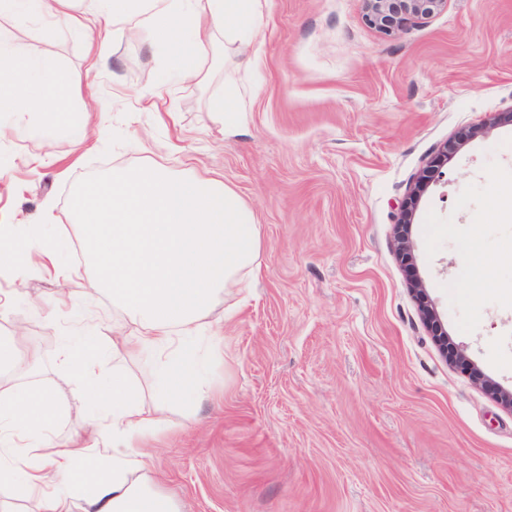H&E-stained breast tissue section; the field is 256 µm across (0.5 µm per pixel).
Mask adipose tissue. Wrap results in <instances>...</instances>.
<instances>
[{"label":"adipose tissue","mask_w":512,"mask_h":512,"mask_svg":"<svg viewBox=\"0 0 512 512\" xmlns=\"http://www.w3.org/2000/svg\"><path fill=\"white\" fill-rule=\"evenodd\" d=\"M0 0V18L22 25L38 17L83 32L96 24L103 36L114 26L146 48L168 52L171 69L184 80L207 84L205 51L216 34L242 41L260 0ZM72 90L50 48L32 51L0 29V140L18 133L44 143L60 136L76 145L99 140L102 126L90 124L71 105ZM27 112L43 116L39 127L22 125ZM78 217L75 242L92 276L83 294L107 296L125 315L112 337L93 333L99 317L86 310L78 345L60 353L52 386H18L7 375L27 370L34 356L21 351L16 331L0 333V488L16 500L40 499L44 512H182L153 479L130 480L153 454L150 434L161 419L146 413L139 391L121 368L104 377L106 357L134 353L155 357L157 394L183 402L204 392L203 320L228 287L255 271L261 226L223 181L177 174L158 165L113 170L87 181L73 199ZM0 225V317L8 314L27 279L35 274L67 282L75 273L60 260L61 245L45 237L32 247L36 225ZM76 392L86 423L79 439L51 440L47 432L62 407L63 389Z\"/></svg>","instance_id":"1"}]
</instances>
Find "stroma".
Here are the masks:
<instances>
[{"label":"stroma","mask_w":512,"mask_h":512,"mask_svg":"<svg viewBox=\"0 0 512 512\" xmlns=\"http://www.w3.org/2000/svg\"><path fill=\"white\" fill-rule=\"evenodd\" d=\"M18 40L51 42L74 106L106 129L75 149L60 137L0 143V225L53 207L72 235L71 200L88 179L160 164L232 187L256 212L259 269L206 318L208 379L193 406L154 392L151 359L121 366L146 411L165 419L149 474L185 512H512V125L473 136L512 109V0H448L392 32L365 0H261L252 65L216 36L213 85L240 93L244 123L224 132L213 85L161 84L165 50L120 38L87 71L96 26L32 21ZM160 89V120L139 94ZM456 140L446 184L409 228L416 268L450 339L483 372L471 380L427 332L396 251L398 202ZM488 272L479 296L469 285ZM58 285L28 279L0 326L20 328L49 385L75 334L47 325Z\"/></svg>","instance_id":"obj_1"}]
</instances>
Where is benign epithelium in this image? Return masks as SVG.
<instances>
[{"label": "benign epithelium", "instance_id": "1", "mask_svg": "<svg viewBox=\"0 0 512 512\" xmlns=\"http://www.w3.org/2000/svg\"><path fill=\"white\" fill-rule=\"evenodd\" d=\"M370 21L377 28L389 31L400 26L409 18H429L441 10L447 0H366ZM504 123H512V109L498 112L488 119L487 123L477 127L472 135L487 133L490 129ZM459 144L447 142L443 148L428 162L427 166L417 177V180L400 203V218L398 222L397 253L401 264L409 277V287L419 304L426 328L442 348L445 356L462 372L474 381L484 380L481 370L472 363L464 352L456 347L448 336L438 312L429 299L424 282L416 272L413 263L412 244L408 237V226L413 223L415 213L423 195L430 184L443 176L442 168L447 165L448 158L456 152Z\"/></svg>", "mask_w": 512, "mask_h": 512}]
</instances>
